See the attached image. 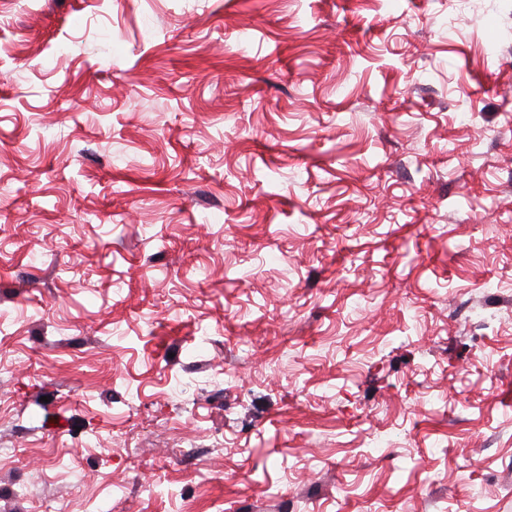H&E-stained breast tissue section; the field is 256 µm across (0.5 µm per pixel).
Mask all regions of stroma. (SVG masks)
Returning <instances> with one entry per match:
<instances>
[{
	"mask_svg": "<svg viewBox=\"0 0 512 512\" xmlns=\"http://www.w3.org/2000/svg\"><path fill=\"white\" fill-rule=\"evenodd\" d=\"M0 315V512H512V0H0Z\"/></svg>",
	"mask_w": 512,
	"mask_h": 512,
	"instance_id": "35a3bbf8",
	"label": "stroma"
}]
</instances>
